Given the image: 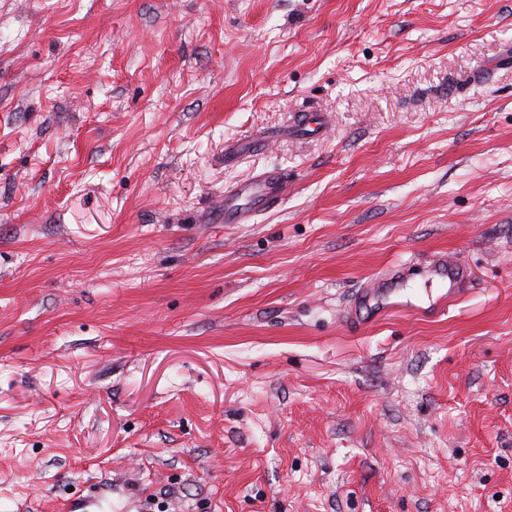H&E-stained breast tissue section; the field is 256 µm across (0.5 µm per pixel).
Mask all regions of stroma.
I'll return each instance as SVG.
<instances>
[{
  "mask_svg": "<svg viewBox=\"0 0 512 512\" xmlns=\"http://www.w3.org/2000/svg\"><path fill=\"white\" fill-rule=\"evenodd\" d=\"M0 512H512V0H0ZM285 184L277 177L267 176L240 184L224 194V200L214 207L217 223L247 224L250 220L278 204ZM425 274L429 279L440 277L443 280L448 279V288L453 292H463L467 289L469 283L468 265L456 253L443 254L435 258L425 269Z\"/></svg>",
  "mask_w": 512,
  "mask_h": 512,
  "instance_id": "stroma-1",
  "label": "stroma"
}]
</instances>
